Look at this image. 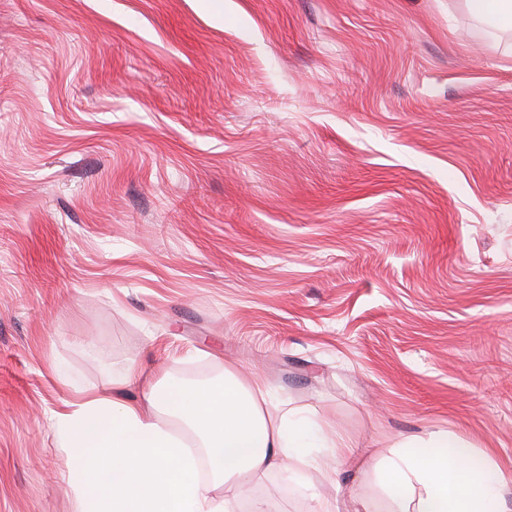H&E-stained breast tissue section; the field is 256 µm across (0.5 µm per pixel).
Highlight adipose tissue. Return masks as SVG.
<instances>
[{
  "label": "adipose tissue",
  "mask_w": 512,
  "mask_h": 512,
  "mask_svg": "<svg viewBox=\"0 0 512 512\" xmlns=\"http://www.w3.org/2000/svg\"><path fill=\"white\" fill-rule=\"evenodd\" d=\"M53 429L76 512H234L238 479L286 464L335 474L353 454L328 423L272 401L264 378H241L230 364L223 384L208 387L160 386L130 368L111 388L78 392ZM363 467L384 503L359 495L345 511L320 498L313 512H502L497 466L444 432L373 450Z\"/></svg>",
  "instance_id": "1"
}]
</instances>
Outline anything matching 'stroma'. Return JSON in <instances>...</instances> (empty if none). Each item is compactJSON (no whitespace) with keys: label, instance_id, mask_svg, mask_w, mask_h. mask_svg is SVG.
<instances>
[{"label":"stroma","instance_id":"stroma-1","mask_svg":"<svg viewBox=\"0 0 512 512\" xmlns=\"http://www.w3.org/2000/svg\"><path fill=\"white\" fill-rule=\"evenodd\" d=\"M263 377L356 448L451 433L512 512V35L463 0H0V512L129 367ZM237 508L380 497L283 467Z\"/></svg>","mask_w":512,"mask_h":512}]
</instances>
